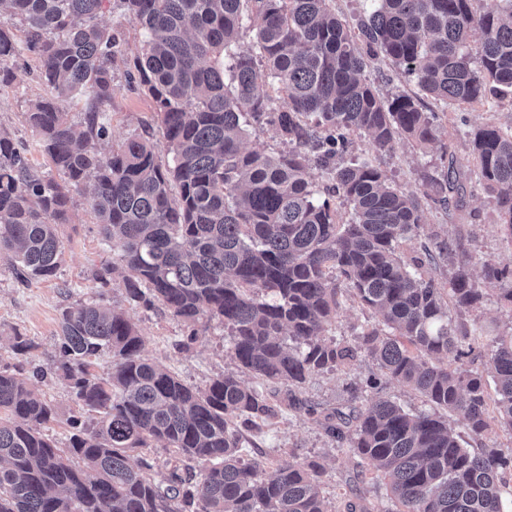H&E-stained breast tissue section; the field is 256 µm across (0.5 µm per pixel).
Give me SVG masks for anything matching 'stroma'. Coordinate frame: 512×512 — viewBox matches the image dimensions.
Wrapping results in <instances>:
<instances>
[{
  "label": "stroma",
  "mask_w": 512,
  "mask_h": 512,
  "mask_svg": "<svg viewBox=\"0 0 512 512\" xmlns=\"http://www.w3.org/2000/svg\"><path fill=\"white\" fill-rule=\"evenodd\" d=\"M101 21L124 38L123 51L112 66L115 88L112 103L103 116L108 136L98 144L99 150L107 154L131 135L156 141L160 133L152 100L134 90L127 76L134 57L144 45L145 31L132 17L108 7L104 8ZM11 66L14 81L7 86L0 85V130L25 147L30 164L39 174H50L49 163L39 147V136L25 120L30 102L47 93L39 80L38 59L25 51ZM422 107L424 111L438 113L443 127L442 147L420 151L398 144L390 151L375 154L367 140L359 136L354 137L351 147L353 156L374 157L395 184L414 194L421 193L424 175L440 174L451 165L463 171L473 169L469 143L473 130L484 125L512 128V101L507 99L447 107L426 97ZM421 209L423 232L404 243V255L420 250L426 232L435 230L452 238L460 234L468 238L473 274H480L486 260L512 266V237L505 233L494 200L479 187L468 186L460 206L446 210L425 202ZM59 235L62 261L56 277L49 280L20 282L15 274L13 254L0 251V369L14 367L18 362L11 348V339L17 332L34 344L27 355L31 366L46 365L59 342L63 309L95 299L100 288L94 275L111 262L112 242L101 231L87 186L71 190L67 221L60 225ZM478 286L483 291L479 307L467 311L452 306L448 309L449 317L471 328L511 324L512 309L503 305L495 285L480 280ZM105 290L107 304L124 314L139 330L144 356L164 365L188 384L203 387L217 376L236 371L224 328L219 323H209L193 333L165 310H147L130 303L120 278H113ZM377 371L376 363L364 356L348 369L316 375L305 386L290 391L249 378L250 386L287 396L288 404L278 419L245 431L246 448L262 453L270 462L291 449L300 457L320 462L326 469L321 492L331 512H343L352 496L359 459L339 451L338 441L325 433L313 413L347 409L354 389L364 387L366 379ZM33 386L57 411L56 421L45 427L46 434L58 447H68L70 433L66 420L79 411L69 387L52 375L34 380Z\"/></svg>",
  "instance_id": "35a3bbf8"
}]
</instances>
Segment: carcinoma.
<instances>
[{"label": "carcinoma", "mask_w": 512, "mask_h": 512, "mask_svg": "<svg viewBox=\"0 0 512 512\" xmlns=\"http://www.w3.org/2000/svg\"><path fill=\"white\" fill-rule=\"evenodd\" d=\"M103 2L0 0V84L13 78L6 63L19 52L18 19L51 89L25 119L59 175H39L0 132V249L14 252L17 277L56 275L69 188L89 181L115 252L112 267L95 274L99 287L121 270L127 298L164 307L191 328L190 341L198 324L221 323L239 369L285 387L371 357L379 369L366 381L371 396L354 416L324 415L323 427L366 462L362 478L385 486L395 506L386 512H506L512 450L462 447L446 414H461L476 440L496 423L512 430V325L491 337V393L464 362L484 348L483 332L448 318V301L468 310L483 298L463 238L432 232L421 255L405 258L400 245L422 224L418 198L373 160L342 156L350 134L366 135L375 152L439 141L437 113L423 111L416 94L381 96L367 55L446 105L512 98V2L478 13L474 0H376L354 28L332 0H117L149 34L129 79L154 102L160 145L171 154L165 169L160 145L138 136L109 155L96 148L108 134L103 114L121 45L100 23ZM248 30L260 54L230 53ZM77 96L87 98L81 125L66 112ZM251 129L274 131L287 149L246 148ZM470 144L475 182L512 236V132L483 126ZM313 167L350 220L319 198ZM422 186L445 209L463 190L452 165ZM448 261V288L424 276ZM483 275L512 305V268L486 260ZM344 291L383 323L350 341L325 336ZM60 328L50 366L82 413L66 420L68 448L57 447L41 432L56 418L52 404L22 370H0L8 416L0 420V512H330L319 463L245 454L236 420L255 426L280 409L239 375L203 389L185 383L144 358L139 332L100 299L64 310ZM104 349L113 368L101 379L88 360ZM389 382L418 391L433 411H405L381 395ZM153 442L187 464L156 481L139 456Z\"/></svg>", "instance_id": "cac0c4a2"}]
</instances>
